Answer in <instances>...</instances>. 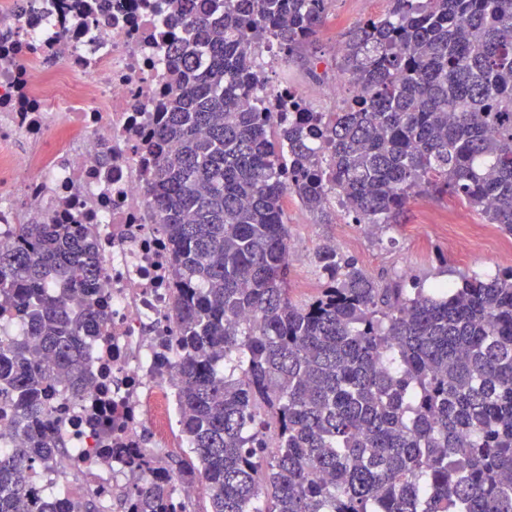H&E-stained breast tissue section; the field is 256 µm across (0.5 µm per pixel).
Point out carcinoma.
<instances>
[{
	"label": "carcinoma",
	"instance_id": "obj_1",
	"mask_svg": "<svg viewBox=\"0 0 512 512\" xmlns=\"http://www.w3.org/2000/svg\"><path fill=\"white\" fill-rule=\"evenodd\" d=\"M190 17L175 49L164 153L149 195L172 243L180 430L189 454L112 453L158 474L127 512H512V268L449 287L382 286L339 247L316 254L314 297L290 296L283 198L323 215L329 195L382 232L409 200L445 196L512 236V0H390L346 34L338 67L362 95L306 121L245 107L256 44H311L326 0H170ZM0 248V307L26 311L0 340V401L24 441L0 452V512L56 435H33L43 383L76 377L101 336L94 242L74 224H18ZM274 438L276 447H262ZM39 512H106L91 497Z\"/></svg>",
	"mask_w": 512,
	"mask_h": 512
}]
</instances>
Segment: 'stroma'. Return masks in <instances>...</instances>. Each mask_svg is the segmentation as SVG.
Returning a JSON list of instances; mask_svg holds the SVG:
<instances>
[{
  "mask_svg": "<svg viewBox=\"0 0 512 512\" xmlns=\"http://www.w3.org/2000/svg\"><path fill=\"white\" fill-rule=\"evenodd\" d=\"M388 8L389 0H376L370 9L362 0H328L325 22L316 42L307 46L302 56L282 60V67L296 84L307 89L310 97H317L321 69L312 68V61L321 62V68H335V47L343 43L345 33L370 16L385 14ZM284 210L288 246L298 258L297 264L288 268L290 294L297 300L311 297L320 286L314 255L326 241L340 242L346 254L384 284L403 277L417 278L427 287L440 282L452 284L463 272L492 273L512 267V261L503 256L511 241L495 226L483 223L479 214L445 197L414 198L401 224L379 237L341 215L333 203L329 204L325 219L307 210L293 195L286 198ZM444 220L479 225L478 249L465 254L453 249L440 226Z\"/></svg>",
  "mask_w": 512,
  "mask_h": 512,
  "instance_id": "stroma-1",
  "label": "stroma"
}]
</instances>
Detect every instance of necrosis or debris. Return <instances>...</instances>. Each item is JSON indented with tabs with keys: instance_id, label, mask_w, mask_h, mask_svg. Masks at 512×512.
I'll return each mask as SVG.
<instances>
[{
	"instance_id": "obj_1",
	"label": "necrosis or debris",
	"mask_w": 512,
	"mask_h": 512,
	"mask_svg": "<svg viewBox=\"0 0 512 512\" xmlns=\"http://www.w3.org/2000/svg\"><path fill=\"white\" fill-rule=\"evenodd\" d=\"M189 21L166 0H0V247L11 225L80 224L101 267L96 294L106 333L81 346L79 379L49 377L35 432L62 440L53 470L36 468L30 504L87 494L116 504L153 480L113 457L171 447L179 375L171 246L147 187L163 147L169 66ZM276 42L256 49L262 111L280 121L316 106L270 76Z\"/></svg>"
}]
</instances>
